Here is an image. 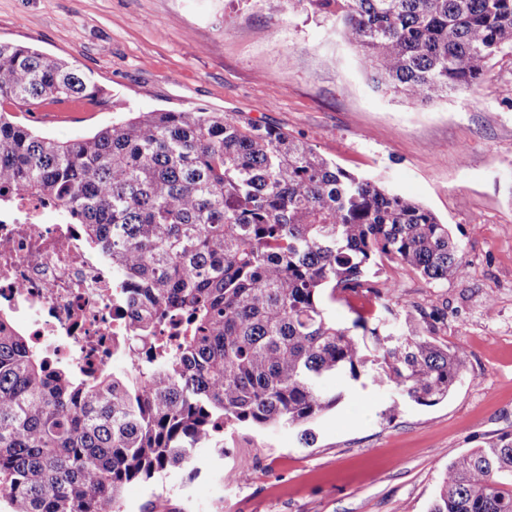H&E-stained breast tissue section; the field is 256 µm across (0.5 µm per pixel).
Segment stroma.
<instances>
[{
    "label": "stroma",
    "instance_id": "obj_1",
    "mask_svg": "<svg viewBox=\"0 0 512 512\" xmlns=\"http://www.w3.org/2000/svg\"><path fill=\"white\" fill-rule=\"evenodd\" d=\"M0 41L62 58L103 90L21 115L42 134L67 141L131 110L187 106L277 127L382 177L465 248L457 279H399L467 356L447 399L392 415V392H352L310 448L286 427L239 429L199 449L196 468L127 484L124 512H428L456 456L512 435L511 55L476 90L422 104L375 88L336 26L298 0H0Z\"/></svg>",
    "mask_w": 512,
    "mask_h": 512
}]
</instances>
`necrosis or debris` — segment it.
<instances>
[{"label":"necrosis or debris","mask_w":512,"mask_h":512,"mask_svg":"<svg viewBox=\"0 0 512 512\" xmlns=\"http://www.w3.org/2000/svg\"><path fill=\"white\" fill-rule=\"evenodd\" d=\"M44 206L18 194L0 212V305L26 315L32 342L88 370L139 355L120 340L129 307L112 293V265L68 217L43 223Z\"/></svg>","instance_id":"4bbe7bcc"}]
</instances>
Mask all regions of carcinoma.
<instances>
[{
	"label": "carcinoma",
	"instance_id": "obj_1",
	"mask_svg": "<svg viewBox=\"0 0 512 512\" xmlns=\"http://www.w3.org/2000/svg\"><path fill=\"white\" fill-rule=\"evenodd\" d=\"M338 26L378 87L428 102L473 89L512 54V0H296ZM73 64L0 42V203L66 210L131 300L150 348L120 373L80 371L0 309V500L10 512H123L122 490L239 427L314 424L357 386L435 405L466 367L435 314L384 267L441 285L464 247L423 205L287 132L188 107L139 112L61 142L16 107L92 100ZM356 317L342 326L324 297ZM429 512H512V436L459 454Z\"/></svg>",
	"mask_w": 512,
	"mask_h": 512
}]
</instances>
